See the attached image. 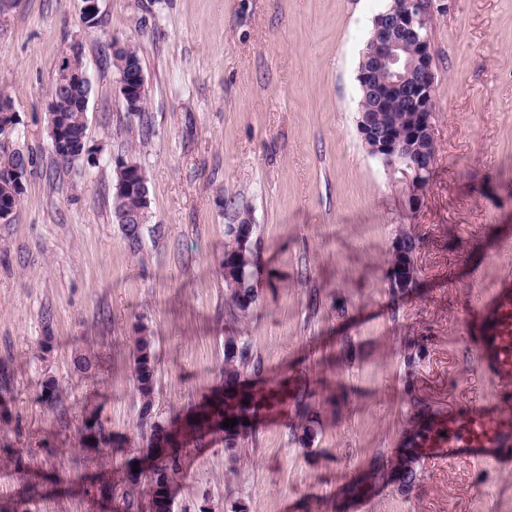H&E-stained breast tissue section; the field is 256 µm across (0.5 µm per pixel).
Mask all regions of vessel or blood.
Here are the masks:
<instances>
[{
  "label": "vessel or blood",
  "mask_w": 512,
  "mask_h": 512,
  "mask_svg": "<svg viewBox=\"0 0 512 512\" xmlns=\"http://www.w3.org/2000/svg\"><path fill=\"white\" fill-rule=\"evenodd\" d=\"M469 322L480 371L488 378L512 381V289L494 290ZM415 462L492 464L512 470V415L500 403L479 401L468 412L457 409L430 415L410 442Z\"/></svg>",
  "instance_id": "1"
}]
</instances>
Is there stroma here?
<instances>
[{
	"instance_id": "35a3bbf8",
	"label": "stroma",
	"mask_w": 512,
	"mask_h": 512,
	"mask_svg": "<svg viewBox=\"0 0 512 512\" xmlns=\"http://www.w3.org/2000/svg\"><path fill=\"white\" fill-rule=\"evenodd\" d=\"M390 0H0V95L16 114L13 147L33 166L10 223H0V512H113L99 479L138 460L133 385L137 323L153 332L155 412L220 381L224 338L248 336L283 387L253 440L229 456L220 436L189 447L174 512H512V471L413 467L424 417L475 401L512 412V386L487 379L467 316L512 288V0H434L436 160L418 209L402 174L358 131L362 52ZM140 53L148 88L127 111L101 66L106 37ZM79 48L93 90L95 165L52 178L47 105L58 60ZM148 177L144 247L131 253L112 218L114 157ZM257 226L259 298L224 312L219 262L229 224ZM420 241L417 280L389 286L398 231ZM88 371L76 368L80 357ZM54 379L68 423L41 404ZM310 393L302 430L292 396ZM97 410L122 451L79 446ZM416 470L405 484L403 475Z\"/></svg>"
}]
</instances>
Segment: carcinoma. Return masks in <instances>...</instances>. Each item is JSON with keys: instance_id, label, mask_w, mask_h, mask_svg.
<instances>
[{"instance_id": "obj_1", "label": "carcinoma", "mask_w": 512, "mask_h": 512, "mask_svg": "<svg viewBox=\"0 0 512 512\" xmlns=\"http://www.w3.org/2000/svg\"><path fill=\"white\" fill-rule=\"evenodd\" d=\"M105 63L117 75L129 74L134 67L142 69L138 48L127 42L118 50H112V43L104 48ZM92 87L85 84L65 89L53 87L52 96L60 101V112L55 120L64 123L70 131L73 142L87 140L86 98L91 96ZM375 125L396 136L405 135L414 119V113L404 109L399 96L389 100L385 112H372ZM27 154L5 140L0 141V169L24 166ZM23 192L11 179L0 177V206L17 210ZM144 208L141 194L135 190L115 193L112 197V215L121 224L122 232L130 251L138 253L143 247V225L134 223ZM133 223H124V220ZM256 225L242 215L236 224L227 225L224 242V258L220 268L227 291L226 313L232 318L246 315L258 300V289L252 277V267L257 263V245L253 243ZM420 247L418 238L408 234L399 236L390 261V287L405 291L412 287L417 268L414 256ZM152 331L140 324L136 337L133 379L140 397V425L146 428L147 444L143 460L146 468L137 472L128 471L121 487L115 488L100 483L98 491L102 496L113 497L121 492L120 512H142V498H147L150 512H173V499L166 491V480H175L183 468L187 447L194 443L203 445L205 438L213 433L224 434V447L232 450L241 438L253 431L257 419L278 400L274 389H252L246 385L247 373L261 372V363L253 357L250 340L246 336H227L224 339V364L220 369L221 383L200 402L184 411H176L166 420L153 416L156 385V354ZM43 391L52 392V399L42 402L56 413L61 422L67 420L66 408L62 405L58 386L52 379L43 384ZM248 404H243V401ZM235 418L237 424L225 427V420ZM79 444L84 448H95L102 452L114 448L112 430L99 415L89 411L83 418Z\"/></svg>"}]
</instances>
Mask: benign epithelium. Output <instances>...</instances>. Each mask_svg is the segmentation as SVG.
<instances>
[{"label": "benign epithelium", "instance_id": "7a95c632", "mask_svg": "<svg viewBox=\"0 0 512 512\" xmlns=\"http://www.w3.org/2000/svg\"><path fill=\"white\" fill-rule=\"evenodd\" d=\"M82 22L85 27H94L100 12V0H82ZM417 0H411V6L401 14L387 9L374 19L372 36L364 55L366 67L358 73V79L371 94L377 106H384L386 99L393 93L402 94L406 107L420 114L422 124L432 128L434 117V82L433 55L431 40L426 32V14L417 7ZM412 47L417 50L416 61L409 80H404L403 54ZM378 71L385 72L384 80L374 83L370 76ZM56 80L62 86L86 84L89 82L86 64L79 49H74L64 56L58 66ZM119 92L131 105L147 93L144 73L127 79L118 78ZM361 138L368 143L370 155L383 166L401 172L409 183V204L419 203L420 193L426 187L423 181L427 166L422 157L401 141H396L379 132L368 121L358 126ZM51 148L65 151L70 140L66 126L57 124L51 129ZM122 168L134 175L126 184L128 189L148 192L147 180L138 170L132 159H120Z\"/></svg>", "mask_w": 512, "mask_h": 512}]
</instances>
